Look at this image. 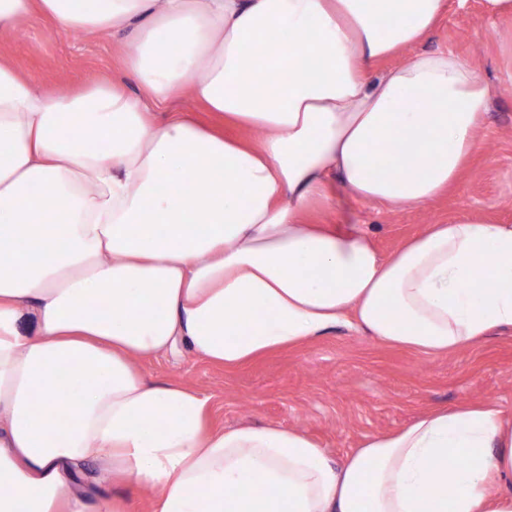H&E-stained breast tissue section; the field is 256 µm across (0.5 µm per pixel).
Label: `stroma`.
Masks as SVG:
<instances>
[{
	"label": "stroma",
	"instance_id": "obj_1",
	"mask_svg": "<svg viewBox=\"0 0 512 512\" xmlns=\"http://www.w3.org/2000/svg\"><path fill=\"white\" fill-rule=\"evenodd\" d=\"M424 47L447 48L468 59L490 87L484 135L491 151L476 155L460 181L426 209L349 201L338 210L313 213L318 222L356 225L385 255L424 225L457 216L512 224V22L486 15L482 0H452ZM125 52L119 40L68 36L41 18L18 32H0V54L51 94L75 93L102 81L136 93V81L123 68ZM140 367L149 379L178 380L208 397L215 426L299 428L337 460L365 437L394 431L438 406L489 400L512 412L511 328L444 356L340 329L232 368L210 364L187 349L142 360ZM78 481L87 495L122 500L127 512H153V491L100 483L97 464L83 465Z\"/></svg>",
	"mask_w": 512,
	"mask_h": 512
}]
</instances>
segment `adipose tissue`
<instances>
[{
    "label": "adipose tissue",
    "instance_id": "1",
    "mask_svg": "<svg viewBox=\"0 0 512 512\" xmlns=\"http://www.w3.org/2000/svg\"><path fill=\"white\" fill-rule=\"evenodd\" d=\"M449 0H0L128 42L141 92L51 97L0 58V512H512V416L429 411L342 461L303 430L215 429L140 360L224 367L348 328L428 355L512 328V224H429L384 256L306 220L344 198L427 208L486 151L491 91L420 45ZM412 57H405L406 49ZM404 55L386 71L384 60ZM187 93L243 141L194 113ZM78 481L89 496L107 494L117 497L129 512H152L155 492L148 489H134L122 484H102L98 480V465L86 463L82 466Z\"/></svg>",
    "mask_w": 512,
    "mask_h": 512
}]
</instances>
